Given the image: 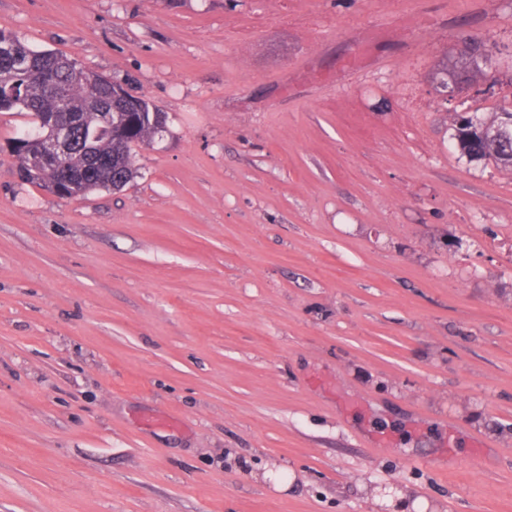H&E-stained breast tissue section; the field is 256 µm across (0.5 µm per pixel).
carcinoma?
<instances>
[{"mask_svg":"<svg viewBox=\"0 0 512 512\" xmlns=\"http://www.w3.org/2000/svg\"><path fill=\"white\" fill-rule=\"evenodd\" d=\"M6 46L23 55L25 67L20 68L11 58L0 55V112L28 116L32 129L35 117L48 122L59 117L63 111L61 97L65 96L93 123L90 135L96 140L97 160L90 161L80 152L69 157L72 177L61 197L81 198L101 189L119 191L129 184L138 173L135 146L151 142L164 128L154 122L155 107L128 92L112 112V123H98L97 113L112 107V82L108 78L76 69V60L64 54L34 50L15 34L1 29L0 50ZM460 55L464 59L460 69L448 70L445 61L439 70L438 88L443 93L464 79L472 83L487 76L489 55L484 42L472 40ZM511 117L512 109L504 108L492 123L485 125L472 118L463 121L459 114H454V139L462 154L472 160H488L512 168V127L504 124ZM57 181V168L51 163L25 179L44 189Z\"/></svg>","mask_w":512,"mask_h":512,"instance_id":"cac0c4a2","label":"carcinoma"}]
</instances>
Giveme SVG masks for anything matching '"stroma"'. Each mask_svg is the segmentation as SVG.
Listing matches in <instances>:
<instances>
[{
	"mask_svg": "<svg viewBox=\"0 0 512 512\" xmlns=\"http://www.w3.org/2000/svg\"><path fill=\"white\" fill-rule=\"evenodd\" d=\"M164 112L120 191L0 112V512H512V0H0ZM491 80L444 100L457 34ZM496 119L484 125L470 116L468 121H461L458 112L454 113V139L462 154L471 160H488L497 165L512 168V109H502L496 112Z\"/></svg>",
	"mask_w": 512,
	"mask_h": 512,
	"instance_id": "35a3bbf8",
	"label": "stroma"
}]
</instances>
